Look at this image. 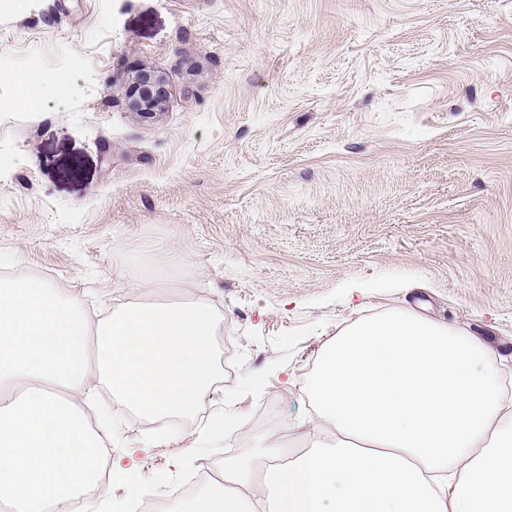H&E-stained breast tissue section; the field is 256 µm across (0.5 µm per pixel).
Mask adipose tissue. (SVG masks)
I'll use <instances>...</instances> for the list:
<instances>
[{"mask_svg": "<svg viewBox=\"0 0 512 512\" xmlns=\"http://www.w3.org/2000/svg\"><path fill=\"white\" fill-rule=\"evenodd\" d=\"M0 108H38L64 81L16 72ZM224 315L200 298L131 303L90 323L51 283L0 279V501L53 512L85 500L102 468L112 413L88 387L107 381L119 406L176 418L204 409L217 376ZM312 448L287 456L263 435L254 462L228 459L224 483L162 512H512V394L491 348L459 329L391 310L327 345L306 387Z\"/></svg>", "mask_w": 512, "mask_h": 512, "instance_id": "ef3b65f1", "label": "adipose tissue"}]
</instances>
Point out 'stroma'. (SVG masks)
<instances>
[{
  "instance_id": "1",
  "label": "stroma",
  "mask_w": 512,
  "mask_h": 512,
  "mask_svg": "<svg viewBox=\"0 0 512 512\" xmlns=\"http://www.w3.org/2000/svg\"><path fill=\"white\" fill-rule=\"evenodd\" d=\"M142 69L168 91L151 114ZM20 70L72 90L0 112V277L93 320L130 279L224 313L206 411L113 420L156 503L259 435L299 444L351 321L462 328L512 388V0H0V72ZM219 409L247 432L208 434ZM132 92L133 106L145 114H151L157 110L166 94L161 77L146 70H142L137 75Z\"/></svg>"
}]
</instances>
